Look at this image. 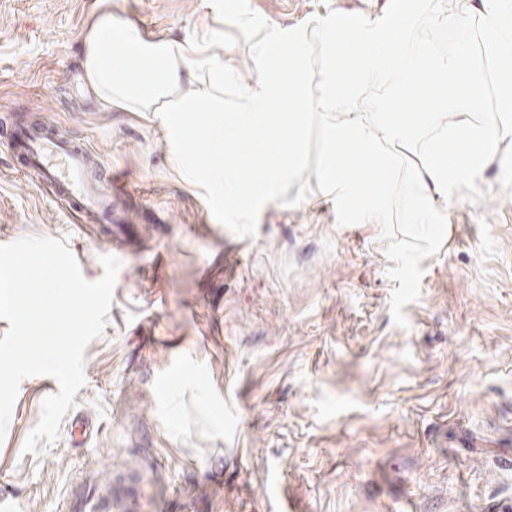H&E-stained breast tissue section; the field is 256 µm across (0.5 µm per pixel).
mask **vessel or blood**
<instances>
[{
	"label": "vessel or blood",
	"instance_id": "1",
	"mask_svg": "<svg viewBox=\"0 0 512 512\" xmlns=\"http://www.w3.org/2000/svg\"><path fill=\"white\" fill-rule=\"evenodd\" d=\"M5 142L21 173L49 188L56 203L91 226L133 223L125 196L112 183V174L84 139L37 116L12 117Z\"/></svg>",
	"mask_w": 512,
	"mask_h": 512
}]
</instances>
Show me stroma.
Instances as JSON below:
<instances>
[{
  "instance_id": "stroma-1",
  "label": "stroma",
  "mask_w": 512,
  "mask_h": 512,
  "mask_svg": "<svg viewBox=\"0 0 512 512\" xmlns=\"http://www.w3.org/2000/svg\"><path fill=\"white\" fill-rule=\"evenodd\" d=\"M0 0V109L36 106L84 138L131 203L143 240L91 234L0 150V244L57 238L85 279L115 256L103 334L84 352L86 385L55 443L24 452L53 378H25L0 441L10 512H111L113 484L140 486L139 512H512V125L496 155L437 199L438 223L360 224L307 162L282 196L225 223L182 169L149 112L101 107L80 65L104 7L149 35L208 25L234 47L237 90L267 25L329 19L347 31L404 13L407 0ZM421 35L449 49L458 21L483 86L493 85L481 0H418ZM250 27H240V15ZM458 113L391 145L398 182L423 172L426 144ZM218 411L223 423H213Z\"/></svg>"
}]
</instances>
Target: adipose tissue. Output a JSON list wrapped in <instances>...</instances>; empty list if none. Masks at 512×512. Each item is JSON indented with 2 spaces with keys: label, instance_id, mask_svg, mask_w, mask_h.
I'll return each mask as SVG.
<instances>
[{
  "label": "adipose tissue",
  "instance_id": "adipose-tissue-1",
  "mask_svg": "<svg viewBox=\"0 0 512 512\" xmlns=\"http://www.w3.org/2000/svg\"><path fill=\"white\" fill-rule=\"evenodd\" d=\"M482 15L498 109L479 124L456 122L429 144L428 167L403 191L404 223H435L430 195L484 167L502 126L512 121V10L502 0H482ZM419 30L414 13L345 34L327 22L292 32L270 25L252 44L254 82L242 93L230 88L223 32L205 26L176 38L148 36L107 10L83 39L81 65L103 107L160 113L161 132L174 150L195 149L197 161L185 177L208 187L228 220L239 218L242 201L261 205L279 196L317 125L321 185L343 200L365 197L359 222L383 224L398 169L387 144L431 126L441 110L477 109L484 97L468 54L439 58ZM314 39L325 45L328 62L313 84L304 48ZM369 88L378 93L372 112L365 106ZM415 95L423 96L427 111H407ZM189 113L206 116L212 134L187 122ZM347 147L366 155L364 173L344 165Z\"/></svg>",
  "mask_w": 512,
  "mask_h": 512
}]
</instances>
